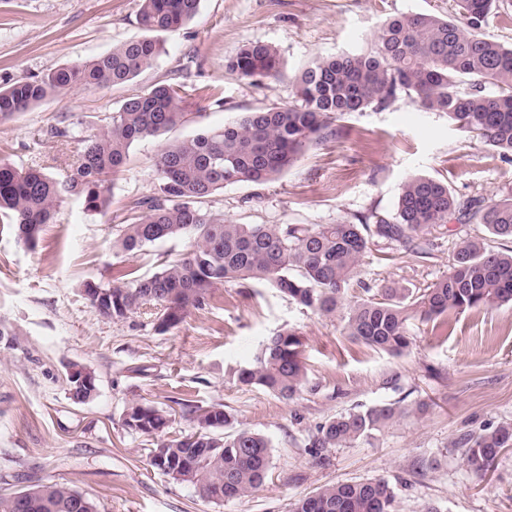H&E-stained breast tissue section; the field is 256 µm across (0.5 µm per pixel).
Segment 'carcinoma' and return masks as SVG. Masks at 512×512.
<instances>
[{"label":"carcinoma","instance_id":"1","mask_svg":"<svg viewBox=\"0 0 512 512\" xmlns=\"http://www.w3.org/2000/svg\"><path fill=\"white\" fill-rule=\"evenodd\" d=\"M494 0H458L466 26L435 15L414 13L387 19L373 46L364 52L318 58L291 83L295 103L246 112L218 130L165 143L155 167V192L133 202L131 214L114 225L112 248L135 255L149 245L183 238L179 258L151 275L123 273L102 287L120 320L144 305L157 309L156 329L178 327L206 305L212 289L224 282H262L321 315L336 312L358 275L368 236L395 240L406 250L429 254L424 229L455 219L483 226L486 236L457 247L448 275L422 291L384 286L349 307L344 330L352 339L399 355L411 344L408 320H436L451 310L465 311L512 303V250L493 249L489 238L512 240V195L487 202L457 199L448 185L426 175L402 184L396 213L386 219L371 212L356 222L336 224H236L207 206L224 185L265 183L294 165L305 150L333 134L335 123L353 112L383 106L401 93L420 106L445 112L502 155L512 154V47L486 38L481 28ZM200 0H141L139 23L149 32H176L198 14ZM163 44L144 37L119 44L89 62L65 64L42 76L0 85V117L9 118L49 95L66 97L77 87L107 88L132 81L151 67ZM227 69L246 80L276 79L277 50L250 43L227 61ZM467 84L464 90L461 85ZM488 86L497 92L485 93ZM195 88L161 81L123 100L111 122L89 134L53 126V138L78 144V163L56 178L36 168L0 164V222L14 226L19 240L36 241L55 221L61 198L84 199L103 211L108 182L127 165L132 146L187 121L182 104ZM245 386H261L288 401L306 384L302 338L294 330L269 337L254 365L238 370ZM195 431L177 437L152 432L165 426L166 414L133 401L123 425L153 436L154 447L180 457L181 482L213 502L240 499L258 490L271 467L269 440L239 429L224 434L230 415L224 405H183ZM410 410L381 404L339 414L318 427L310 448L320 454L379 430ZM466 463L483 475L512 444V423L465 435ZM395 493L383 477L336 483L293 504L291 512H395ZM0 512H99L97 504L66 483L46 479L12 493L0 492Z\"/></svg>","mask_w":512,"mask_h":512}]
</instances>
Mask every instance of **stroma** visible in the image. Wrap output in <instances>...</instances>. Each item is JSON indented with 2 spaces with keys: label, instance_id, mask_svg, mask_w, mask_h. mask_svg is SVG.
Wrapping results in <instances>:
<instances>
[{
  "label": "stroma",
  "instance_id": "stroma-1",
  "mask_svg": "<svg viewBox=\"0 0 512 512\" xmlns=\"http://www.w3.org/2000/svg\"><path fill=\"white\" fill-rule=\"evenodd\" d=\"M139 9V0H0V82L90 61L145 37ZM412 13L454 19L457 2L200 0L192 22L161 34L162 56L133 82L78 88L62 100L49 96L0 119V162L64 173L77 145L49 138L51 126L84 115L109 119L126 97L160 81L198 90L184 104L188 120L171 131L174 139L289 104L292 80L312 60L367 50L386 18ZM256 42L278 51L280 79L245 80L226 69L229 57ZM162 144L157 137L132 146L105 211L64 197L55 222L32 245L0 224V329L12 336L0 340V487L52 478L86 494L101 512H290L326 485L382 477L394 490L396 512L431 505L439 512H512V450L479 479L460 443L465 434L512 422L511 304L452 311L443 322L412 318V343L398 356L346 336L344 309L323 316L263 283L217 285L205 307L166 333L148 308L122 320L99 315L83 293L86 282L110 285L119 270L150 274L184 251L180 239L135 256L112 248L113 225L132 201L154 192ZM413 174L447 183L461 199L512 192V156L402 94L337 122L335 136L275 180L225 185L207 206L238 224H335L371 209L390 218ZM477 230L454 220L430 227L425 256L370 236L349 300L387 283L432 286L447 275L457 244ZM286 329L303 338L308 377L290 401L237 380L262 341ZM74 364L97 378L95 396L79 404L69 395ZM184 400L201 408L224 404L231 430L268 438L272 469L256 493L216 504L151 466L153 439L128 430L124 411L133 401L162 409L168 435L176 436L193 428ZM423 401L429 408L417 413ZM396 402L412 415L352 444L311 453V436L329 418Z\"/></svg>",
  "mask_w": 512,
  "mask_h": 512
}]
</instances>
